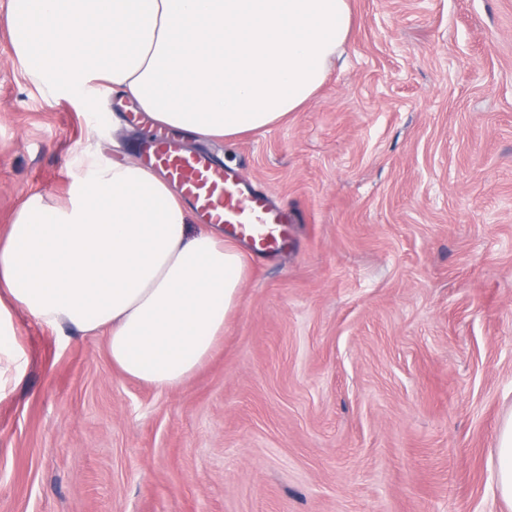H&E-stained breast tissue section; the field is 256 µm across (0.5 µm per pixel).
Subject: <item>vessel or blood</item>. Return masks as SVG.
<instances>
[{
	"mask_svg": "<svg viewBox=\"0 0 512 512\" xmlns=\"http://www.w3.org/2000/svg\"><path fill=\"white\" fill-rule=\"evenodd\" d=\"M139 156L144 164L166 173L201 223L231 228L256 252L273 253L282 247L292 216L235 171L208 154L184 149L164 128L140 146Z\"/></svg>",
	"mask_w": 512,
	"mask_h": 512,
	"instance_id": "vessel-or-blood-1",
	"label": "vessel or blood"
}]
</instances>
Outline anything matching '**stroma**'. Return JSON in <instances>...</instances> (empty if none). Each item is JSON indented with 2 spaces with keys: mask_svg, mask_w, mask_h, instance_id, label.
<instances>
[{
  "mask_svg": "<svg viewBox=\"0 0 512 512\" xmlns=\"http://www.w3.org/2000/svg\"><path fill=\"white\" fill-rule=\"evenodd\" d=\"M0 0V233L62 201L84 149L132 159L151 122L99 89L48 101ZM315 96L231 140L186 137L295 212L248 256L207 365L123 377L102 338L16 312L0 512H512V0H350ZM496 487L501 498L512 503V417L502 426L495 460Z\"/></svg>",
  "mask_w": 512,
  "mask_h": 512,
  "instance_id": "1",
  "label": "stroma"
}]
</instances>
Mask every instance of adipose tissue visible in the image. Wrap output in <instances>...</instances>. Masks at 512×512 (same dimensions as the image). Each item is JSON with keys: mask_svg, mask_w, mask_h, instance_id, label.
Wrapping results in <instances>:
<instances>
[{"mask_svg": "<svg viewBox=\"0 0 512 512\" xmlns=\"http://www.w3.org/2000/svg\"><path fill=\"white\" fill-rule=\"evenodd\" d=\"M10 50L48 99L95 85L158 124L232 139L309 101L351 25L349 0H9ZM65 203L29 196L0 235V401L26 375L13 323L104 337L120 373L160 389L212 356L246 278L167 181L85 149Z\"/></svg>", "mask_w": 512, "mask_h": 512, "instance_id": "ef3b65f1", "label": "adipose tissue"}]
</instances>
